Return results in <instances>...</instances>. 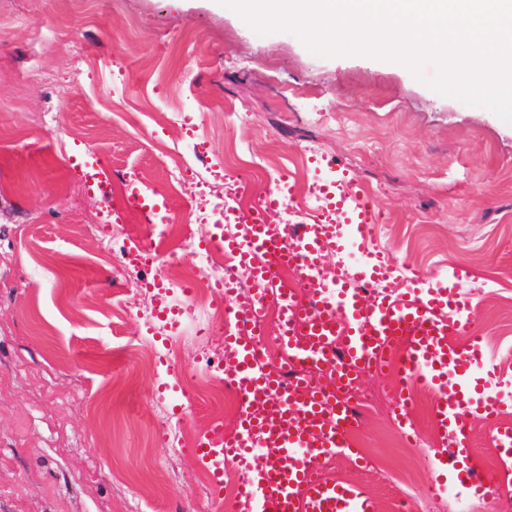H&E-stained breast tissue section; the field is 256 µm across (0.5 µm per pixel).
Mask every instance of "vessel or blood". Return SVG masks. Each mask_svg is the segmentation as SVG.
Instances as JSON below:
<instances>
[{"label": "vessel or blood", "mask_w": 512, "mask_h": 512, "mask_svg": "<svg viewBox=\"0 0 512 512\" xmlns=\"http://www.w3.org/2000/svg\"><path fill=\"white\" fill-rule=\"evenodd\" d=\"M314 193L320 206L298 224L289 243L283 224L270 220L294 199L288 176H281L250 213L224 210L225 223L241 227L237 236L225 238L224 252L255 285L242 298L236 280L224 278L225 299L238 300L239 311L254 320L270 302H279L288 359L306 373L283 381L277 370L261 365L249 333L226 331L224 346L235 354L226 376L246 410L222 450L203 444L198 455L208 461L220 454L244 470L235 512H374L360 487L336 481L317 466L354 453L351 405L331 394L330 385L355 390L363 376L386 372L398 347L402 366L391 387L392 416L408 440L416 438L413 388L437 393L433 418L442 449L429 460L434 493L442 494L452 480L482 496L495 494L496 482L473 463L471 420L477 416L487 424L494 448L512 449V426L500 421L511 404L496 391L498 377L481 345L470 301L461 290L424 277L374 246L379 208L353 179L316 183ZM328 250L343 261L332 281L319 272ZM284 265L297 272L305 299H295L276 281L274 271ZM335 344L341 349L335 380H318Z\"/></svg>", "instance_id": "obj_1"}]
</instances>
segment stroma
I'll return each instance as SVG.
<instances>
[{
	"label": "stroma",
	"mask_w": 512,
	"mask_h": 512,
	"mask_svg": "<svg viewBox=\"0 0 512 512\" xmlns=\"http://www.w3.org/2000/svg\"><path fill=\"white\" fill-rule=\"evenodd\" d=\"M436 75L316 56L219 0H0V122L15 135L0 148V512H234L228 492L203 506L201 458L158 440L173 405L190 438L222 409L202 390L183 400L149 298L115 275L112 240L139 216L116 179L124 220L104 224L95 162L143 177L167 213L223 204L214 163L250 170L251 197L288 174L300 206L339 162L378 203V246L429 277L471 271L463 290L512 397V125L438 94ZM433 403L415 388V447L389 405L369 408L363 464L339 458L333 478L375 512H420Z\"/></svg>",
	"instance_id": "obj_1"
}]
</instances>
